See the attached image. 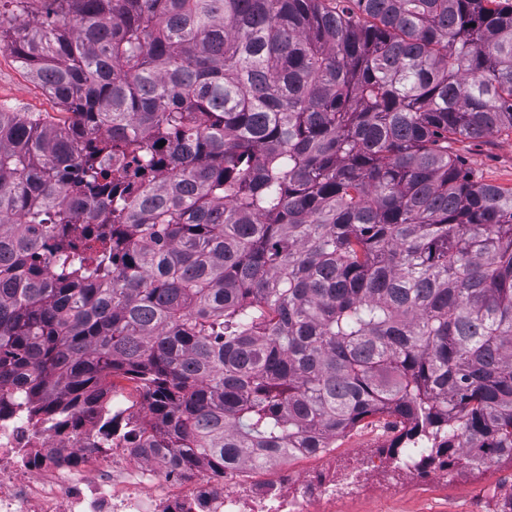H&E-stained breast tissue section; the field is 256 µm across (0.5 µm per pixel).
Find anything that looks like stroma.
Returning a JSON list of instances; mask_svg holds the SVG:
<instances>
[{"instance_id":"1","label":"stroma","mask_w":512,"mask_h":512,"mask_svg":"<svg viewBox=\"0 0 512 512\" xmlns=\"http://www.w3.org/2000/svg\"><path fill=\"white\" fill-rule=\"evenodd\" d=\"M0 108L32 112L46 120L67 121L66 112L30 76L14 57L0 50ZM464 167L486 183L512 188V135L492 134L458 139L451 144ZM394 437L384 421L364 422L340 437L326 458L340 476L358 473L342 495L339 512H484L487 499L512 486V464L502 462L475 470H436L410 476L386 466L373 468L380 448Z\"/></svg>"}]
</instances>
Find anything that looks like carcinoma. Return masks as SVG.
<instances>
[{"label":"carcinoma","instance_id":"carcinoma-1","mask_svg":"<svg viewBox=\"0 0 512 512\" xmlns=\"http://www.w3.org/2000/svg\"><path fill=\"white\" fill-rule=\"evenodd\" d=\"M0 49L70 113L0 110V413L512 464V189L451 150L512 133V0H0ZM113 394L116 396L114 398V403L116 401H123L124 406H130L133 410L139 412L140 415H132L130 414L129 409L121 407H117L115 410L113 409L112 415L115 412L120 414L122 418H130V420H134L138 417L142 418L141 414H144L145 412L144 400L133 382L121 378L116 379Z\"/></svg>","mask_w":512,"mask_h":512}]
</instances>
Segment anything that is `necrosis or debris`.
<instances>
[{
    "mask_svg": "<svg viewBox=\"0 0 512 512\" xmlns=\"http://www.w3.org/2000/svg\"><path fill=\"white\" fill-rule=\"evenodd\" d=\"M336 497L331 464L305 484L219 485L200 470L187 485L121 435L104 442L97 421L62 432L19 413L0 418V512H336Z\"/></svg>",
    "mask_w": 512,
    "mask_h": 512,
    "instance_id": "1",
    "label": "necrosis or debris"
}]
</instances>
